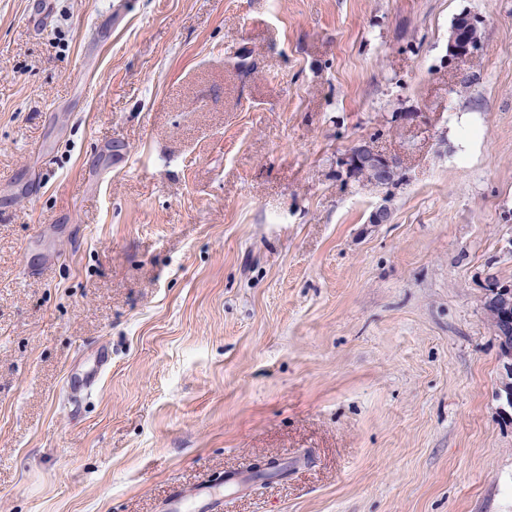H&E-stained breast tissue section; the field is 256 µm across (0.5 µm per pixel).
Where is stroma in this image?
Segmentation results:
<instances>
[{"mask_svg":"<svg viewBox=\"0 0 512 512\" xmlns=\"http://www.w3.org/2000/svg\"><path fill=\"white\" fill-rule=\"evenodd\" d=\"M493 279L512 0H0V512H512ZM477 18L470 13L455 17L448 43V60H455L473 55L481 49ZM344 162L348 171L361 170L369 173L372 182L397 185L402 175L400 159L382 153L374 141L366 138L358 139L351 144ZM238 477L191 488L174 487L164 505L163 512H215L224 509V496L220 489L225 485L228 492L238 486Z\"/></svg>","mask_w":512,"mask_h":512,"instance_id":"obj_1","label":"stroma"}]
</instances>
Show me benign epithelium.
<instances>
[{
    "label": "benign epithelium",
    "mask_w": 512,
    "mask_h": 512,
    "mask_svg": "<svg viewBox=\"0 0 512 512\" xmlns=\"http://www.w3.org/2000/svg\"><path fill=\"white\" fill-rule=\"evenodd\" d=\"M477 18L470 13L455 17L448 43V62L468 57L481 49ZM346 169L361 170L371 181L394 184L402 175L399 158L382 153L376 143L366 138L354 141L344 157ZM483 312L489 325L500 329L498 362L501 373L498 395L512 407V288L507 286L485 293Z\"/></svg>",
    "instance_id": "1"
}]
</instances>
